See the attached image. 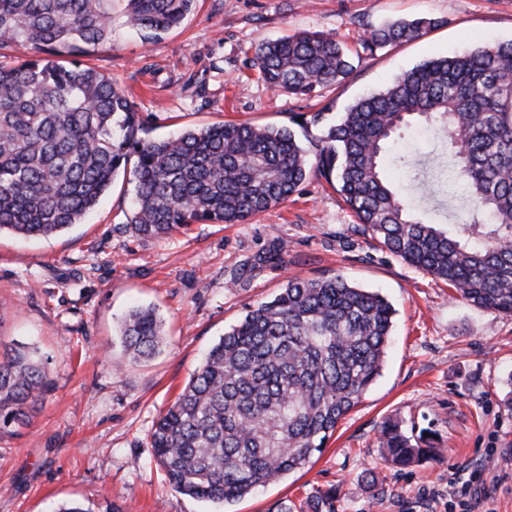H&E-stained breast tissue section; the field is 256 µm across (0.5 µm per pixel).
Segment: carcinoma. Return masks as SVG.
I'll list each match as a JSON object with an SVG mask.
<instances>
[{
  "label": "carcinoma",
  "mask_w": 512,
  "mask_h": 512,
  "mask_svg": "<svg viewBox=\"0 0 512 512\" xmlns=\"http://www.w3.org/2000/svg\"><path fill=\"white\" fill-rule=\"evenodd\" d=\"M195 0H127V24L152 41ZM435 22L370 30L366 53L417 40ZM112 38V0H0V48L31 53L0 66V233L57 235L81 223L118 174L135 208L122 229L163 239L201 222L241 224L292 196L316 169L336 182L357 230L472 305L512 316V41L427 59L350 105L314 157L286 127L218 123L165 139L129 96L81 58ZM66 60L58 61L56 57ZM253 67L277 92L309 96L346 80L352 57L336 36L303 31L260 43ZM423 118L448 140L447 167L473 211L463 228L430 224L411 192L386 176L390 144ZM395 309L342 276L290 277L208 352L148 438L168 483L236 502L305 467L380 376ZM135 359L158 349L151 308L122 321ZM51 385L25 348L0 353V427L25 424ZM385 460L433 458L432 439L380 428Z\"/></svg>",
  "instance_id": "obj_1"
}]
</instances>
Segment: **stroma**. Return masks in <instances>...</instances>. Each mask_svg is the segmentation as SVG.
Segmentation results:
<instances>
[{"mask_svg":"<svg viewBox=\"0 0 512 512\" xmlns=\"http://www.w3.org/2000/svg\"><path fill=\"white\" fill-rule=\"evenodd\" d=\"M112 0V40L87 62L121 87L150 135L224 121L293 127L315 153L328 123L357 98L419 62L512 40V0H197L176 30L144 42ZM426 17L423 38L374 54L368 30ZM300 31L336 35L356 53L347 80L296 97L252 68L258 43ZM325 123L294 127L296 116ZM399 149L422 148L413 181L425 220L468 223L460 197L431 178L442 143L402 129ZM124 177L83 222L60 235H0V344L49 360L52 385L29 424L0 432V512H57L110 498L120 512H448L450 468L487 465L490 512H512V316L477 308L447 284L360 234L340 195L310 173L291 198L241 224H194L165 239L122 229L133 210ZM343 275L396 310L381 376L303 469L222 506L175 491L148 433L206 352L247 308L292 275ZM163 322L160 352L130 360L118 337L133 307ZM388 420L428 431L438 455L405 469L380 448Z\"/></svg>","mask_w":512,"mask_h":512,"instance_id":"1","label":"stroma"}]
</instances>
